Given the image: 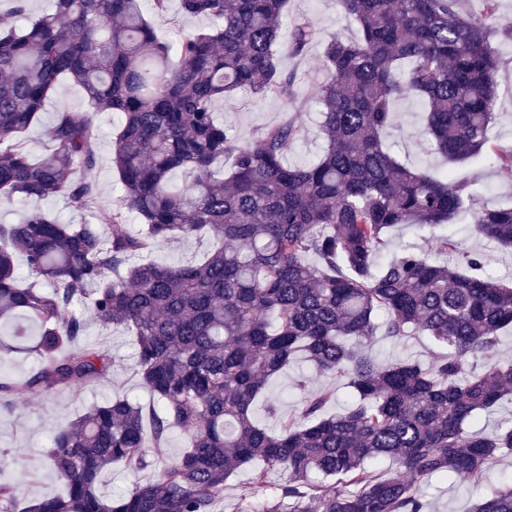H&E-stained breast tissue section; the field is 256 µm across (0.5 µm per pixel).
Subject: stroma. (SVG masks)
<instances>
[{
	"label": "stroma",
	"mask_w": 512,
	"mask_h": 512,
	"mask_svg": "<svg viewBox=\"0 0 512 512\" xmlns=\"http://www.w3.org/2000/svg\"><path fill=\"white\" fill-rule=\"evenodd\" d=\"M300 18L309 19L313 25L311 41L302 54L296 55L286 50L281 53L282 69L295 79L294 109L286 110L281 100L275 97L257 99L244 93L215 107L217 119L231 127L243 142L253 140L262 129L287 120L302 125L305 129L303 137L294 143L285 158L287 164L299 166L313 163L323 147L318 128L320 116L316 86L324 74L325 45L336 34L349 40L359 37L356 26L340 15L336 0H288L282 32H289L292 23ZM498 28L494 45L500 56L498 83L501 94L493 135L495 143L509 146L512 145V0H501ZM86 107L87 101L80 87H63L47 102L37 124L21 135L22 145L33 155L45 154L50 147L47 131L56 114L61 111H82ZM95 122L99 137L96 145L98 162L91 173L98 189L94 211L75 212L61 200H32L0 206V221H16L22 212L29 209L53 212L68 224L99 223L103 213L118 203L120 187L111 163L117 120L112 113L101 112L97 114ZM423 125V110L416 100L407 97L396 100L394 124L386 132L385 141L397 158L425 172H441L451 168L458 176L479 179L484 189L477 196V203L512 204V179L498 171L491 155L485 154L466 163L448 166L441 156L428 150L422 133ZM438 232L453 237L466 248L490 251L495 261L487 268V275L506 284L512 282V249L479 239L472 230L468 216L457 217ZM77 311L86 322L78 340L79 345H93L112 355L113 365L107 377L81 390H62L49 398L21 390L12 397V410H0V472L18 483L23 498L28 501L64 491L62 482L43 465L45 450L64 425L82 415L93 404L115 396H126L144 404L150 400L132 368L134 344L131 337L123 331L102 327L86 306H78ZM370 350L381 361L410 358L426 365L433 361L435 354L429 340L417 335L398 342L378 335L374 337ZM302 376L307 377L309 387H329L334 390L335 398L327 408L328 413L343 411L350 396L349 388L334 378L312 373L305 364L296 362L289 365L266 390V400H273L277 404V416H269L265 410L266 401H260L255 406L258 422L275 429L281 421L295 415L301 399L295 382ZM426 492L430 512H471L482 494L481 488L461 476L431 479L426 484Z\"/></svg>",
	"instance_id": "35a3bbf8"
}]
</instances>
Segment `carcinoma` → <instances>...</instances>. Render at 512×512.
I'll return each mask as SVG.
<instances>
[{"label": "carcinoma", "instance_id": "cac0c4a2", "mask_svg": "<svg viewBox=\"0 0 512 512\" xmlns=\"http://www.w3.org/2000/svg\"><path fill=\"white\" fill-rule=\"evenodd\" d=\"M28 2L0 8V199L90 209L99 112L119 118L112 166L122 197L103 224L44 211L0 224V352L38 360L28 378L0 381V396L8 407L20 389L48 397L106 377L108 353L73 348L84 328L73 308L88 300L103 327L132 336L134 371L156 404L118 396L67 423L44 459L64 494L22 507L19 486L0 480V512H212L251 462L262 467L232 512H426L432 477L485 483L490 463L512 451V420L473 429L479 412L512 395V367L497 359L512 286L484 275L489 255L444 235L431 240L442 262L412 247L376 258L390 230L445 225L465 207L470 181L401 162L383 135L407 96L421 101L437 153L463 161L492 144L498 0H481L477 14L460 13V0H336L360 37L326 45L325 148L304 166L284 162L302 133L296 123L241 143L214 118L215 104L240 91L292 105L293 78L280 64L287 0H179L183 13L217 25L183 30L173 48L141 0H52L37 16ZM312 36L309 20L295 21L292 51ZM67 82L89 108L57 113L51 149L34 161L16 138ZM495 160L512 178V146ZM132 214L140 233L128 228ZM473 224L512 245V206L486 204ZM204 233L214 243L199 262H132ZM380 329L395 340L427 336L447 352L430 366L377 361L368 348ZM299 353L353 397L329 415L332 395L299 379V415L272 432L255 420V402ZM173 430L188 446L166 463ZM382 459L398 472L381 470ZM118 463L148 477L106 499L100 476ZM275 469L288 480L258 507ZM472 512H512V486H486Z\"/></svg>", "mask_w": 512, "mask_h": 512}]
</instances>
